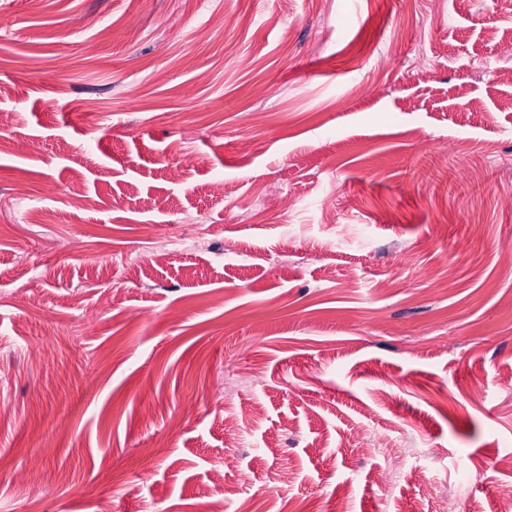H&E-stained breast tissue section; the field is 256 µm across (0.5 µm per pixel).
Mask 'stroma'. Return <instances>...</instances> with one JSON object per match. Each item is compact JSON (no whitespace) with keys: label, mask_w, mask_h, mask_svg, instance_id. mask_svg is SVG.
<instances>
[{"label":"stroma","mask_w":512,"mask_h":512,"mask_svg":"<svg viewBox=\"0 0 512 512\" xmlns=\"http://www.w3.org/2000/svg\"><path fill=\"white\" fill-rule=\"evenodd\" d=\"M511 60L506 0H0V512H495Z\"/></svg>","instance_id":"1"}]
</instances>
